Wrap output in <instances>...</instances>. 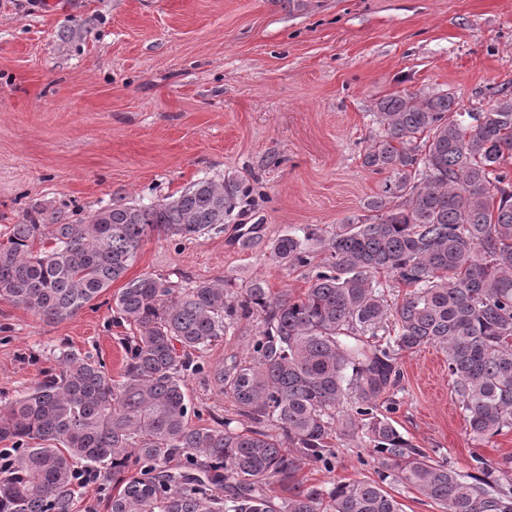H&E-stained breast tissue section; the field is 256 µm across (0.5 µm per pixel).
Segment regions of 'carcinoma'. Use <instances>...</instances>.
<instances>
[{
    "instance_id": "1",
    "label": "carcinoma",
    "mask_w": 512,
    "mask_h": 512,
    "mask_svg": "<svg viewBox=\"0 0 512 512\" xmlns=\"http://www.w3.org/2000/svg\"><path fill=\"white\" fill-rule=\"evenodd\" d=\"M380 133L362 164L385 190L331 231L307 224L269 245L273 261L307 271L298 296L259 278L241 290L181 288L150 273L114 304L133 335L117 384L105 364L70 350L0 409V512H73L83 470L112 485L108 512H403L386 486L404 484L443 512H512L486 460L462 475L413 448L379 401L399 383V355L448 352V373L476 440L512 429V93L464 111L451 93L376 103ZM239 184L200 180L147 206L110 205L87 221L51 214L15 224L0 246V300L61 323L123 278L157 232L197 239L223 226ZM48 248L33 250L36 240ZM406 287L389 304L390 288ZM260 319L249 354L212 372L248 421L196 426L183 378L198 359ZM359 439L378 479L327 488L298 478L328 466L333 441Z\"/></svg>"
}]
</instances>
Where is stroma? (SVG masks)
<instances>
[{
	"label": "stroma",
	"mask_w": 512,
	"mask_h": 512,
	"mask_svg": "<svg viewBox=\"0 0 512 512\" xmlns=\"http://www.w3.org/2000/svg\"><path fill=\"white\" fill-rule=\"evenodd\" d=\"M493 88L512 92V0H0V244L41 212L75 222L232 178L245 194L221 228L148 237L127 278L241 286L259 276L298 295L304 270L279 266L266 245L362 215L380 193L383 176L362 165L376 102L451 91L479 109ZM244 225L258 233L247 248ZM120 289L59 324L0 301V408L64 347L120 379L130 333L113 312ZM399 366L401 435L464 474L483 457L495 483L512 482V430L469 436L447 353L427 345ZM185 388L200 425L231 416L202 376ZM335 446L330 467H304L303 482L374 477L359 441Z\"/></svg>",
	"instance_id": "obj_1"
}]
</instances>
